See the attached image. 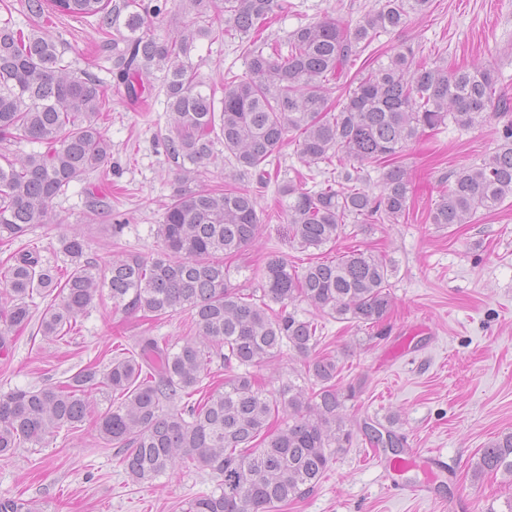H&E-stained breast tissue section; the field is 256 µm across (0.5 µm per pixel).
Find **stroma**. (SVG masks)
<instances>
[{"instance_id": "1", "label": "stroma", "mask_w": 512, "mask_h": 512, "mask_svg": "<svg viewBox=\"0 0 512 512\" xmlns=\"http://www.w3.org/2000/svg\"><path fill=\"white\" fill-rule=\"evenodd\" d=\"M382 2L290 0L288 14L267 35L284 36L327 14L353 24ZM7 17L24 30L49 34L73 68L90 69L112 83L111 36L68 17H28L20 10V0H0V18ZM402 43L446 67L491 64L500 90L512 99V0H431L427 13L382 34L362 52L352 74L365 71L374 58ZM189 61L198 81L210 86L222 84L225 71L245 70L236 46L206 38L195 41ZM504 123L493 116L469 131L450 123L410 143L401 157L416 183L408 217L341 235L338 249L357 244L387 255L395 266L386 336L372 339L347 321L320 319L321 347L337 357L341 386L358 389L346 403L348 425L359 428L368 418L390 424L406 447L447 459L452 466L448 477L425 498L394 494L359 436L336 453L309 495L278 512H453L459 499L470 502V512H506L512 478L475 474L474 465L481 448L512 431V199L498 210L478 212L470 224L448 228L427 219L449 174L491 154ZM166 124L159 81H151L145 99L138 102L113 88L110 116L102 126L112 144L105 164L112 196L99 214L90 213L86 191L98 183L93 175L54 199L51 224L30 235L45 263L69 265L58 250L62 224L79 227L100 267H107L113 252L121 250L156 256V226L180 186L158 138ZM197 182L224 189L252 186L250 176L228 164L220 143ZM275 192V186H268L261 201L266 212L258 244L224 261L231 287L245 293L257 288L255 270L267 251H278L295 265L313 256L289 239L274 205ZM115 224L124 227L116 241L110 232ZM146 330L173 342L195 333L184 312L150 323L113 309L106 298L90 307L73 333L61 340H43L29 329L19 334L9 352L0 354V393L62 381L91 364L105 368L115 337L129 340ZM214 485L210 471L192 467L149 483H131L116 449L89 422L47 437L41 448H23L10 461H0V498L34 502L40 512H186L191 498Z\"/></svg>"}]
</instances>
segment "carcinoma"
I'll list each match as a JSON object with an SVG mask.
<instances>
[{
  "label": "carcinoma",
  "mask_w": 512,
  "mask_h": 512,
  "mask_svg": "<svg viewBox=\"0 0 512 512\" xmlns=\"http://www.w3.org/2000/svg\"><path fill=\"white\" fill-rule=\"evenodd\" d=\"M168 0H21L41 18L62 13L92 18L112 39L113 79L128 96L142 94L143 76L158 71L170 126L162 135L182 180L206 168L215 142L225 159L253 177L251 190L180 189L166 205L152 258L120 253L105 269L87 256L75 227L58 234L71 267L61 279L30 244L0 262V352L33 319L34 295L50 298L38 333L61 339L108 292L112 306L162 319L177 309L191 315L195 335L170 343L148 332L110 358L107 371L83 368L59 383L0 394V461L36 448L63 428L93 420L100 437L119 449L129 481L150 482L190 461L208 469L216 485L188 502L187 512H274L310 493L337 451L352 445L344 417L354 389L336 385V357L317 350L316 318L304 303L329 315L385 333L392 301V261L368 250L344 251L299 269L276 252L257 268L259 288L229 285V270L213 256H235L260 236L258 195L268 186L281 147L296 146L310 172L278 184L288 233L302 250L336 243L348 224L397 223L406 217L414 185L398 164L407 144L446 122L471 129L512 103L497 94L490 66L442 68L399 45L377 57L330 100L329 84L345 74L382 33L426 10L430 0H384L355 25L333 17L301 25L270 42L260 34L288 0H188L203 19L196 31L158 39L145 17ZM238 41L246 71L227 72L222 97L196 80L189 57L194 38ZM71 64L48 35L26 33L0 19V143L45 146L0 164V246L51 223L50 207L70 185L91 173L107 177L111 145L99 125L108 90L94 75L70 73ZM503 142L480 162L454 171L428 214L432 224H469L512 198V124ZM383 161L376 189L365 185L364 165ZM294 353L305 360V384L288 380L264 389L252 369L275 366ZM227 377L203 386L214 360ZM109 401L98 409L96 395ZM512 475V433L480 449L475 472Z\"/></svg>",
  "instance_id": "obj_1"
}]
</instances>
